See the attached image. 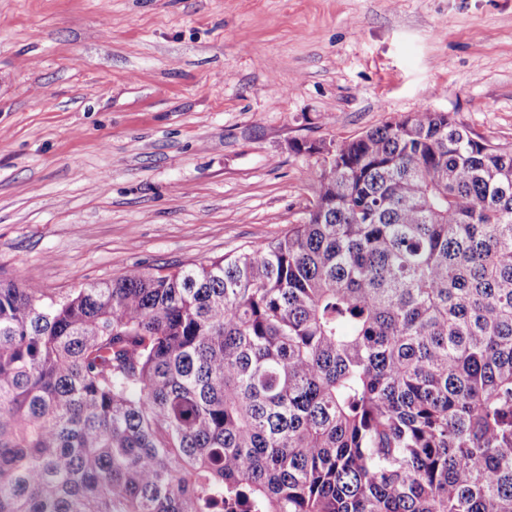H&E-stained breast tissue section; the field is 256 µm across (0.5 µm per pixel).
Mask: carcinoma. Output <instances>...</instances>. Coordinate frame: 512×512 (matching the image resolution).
I'll use <instances>...</instances> for the list:
<instances>
[{"label": "carcinoma", "mask_w": 512, "mask_h": 512, "mask_svg": "<svg viewBox=\"0 0 512 512\" xmlns=\"http://www.w3.org/2000/svg\"><path fill=\"white\" fill-rule=\"evenodd\" d=\"M291 149L279 239L0 283V512H512V142L423 109Z\"/></svg>", "instance_id": "cac0c4a2"}]
</instances>
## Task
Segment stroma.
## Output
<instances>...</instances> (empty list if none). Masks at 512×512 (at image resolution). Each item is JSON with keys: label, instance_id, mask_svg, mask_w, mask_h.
Listing matches in <instances>:
<instances>
[{"label": "stroma", "instance_id": "stroma-1", "mask_svg": "<svg viewBox=\"0 0 512 512\" xmlns=\"http://www.w3.org/2000/svg\"><path fill=\"white\" fill-rule=\"evenodd\" d=\"M428 109L512 142V0H0V282L282 237L301 140Z\"/></svg>", "mask_w": 512, "mask_h": 512}]
</instances>
